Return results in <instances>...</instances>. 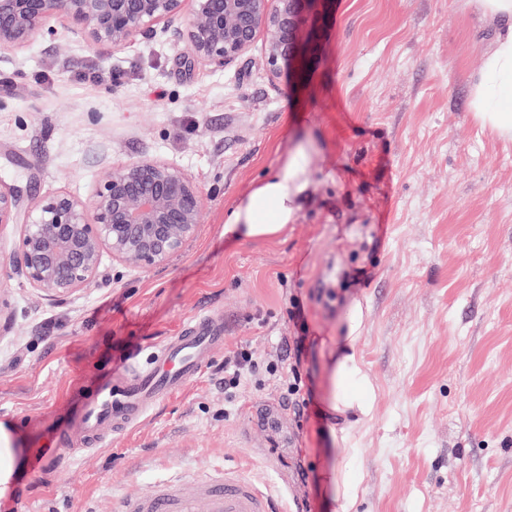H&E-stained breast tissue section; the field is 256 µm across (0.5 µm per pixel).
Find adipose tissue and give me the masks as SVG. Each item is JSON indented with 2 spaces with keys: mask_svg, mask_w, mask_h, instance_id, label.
Segmentation results:
<instances>
[{
  "mask_svg": "<svg viewBox=\"0 0 512 512\" xmlns=\"http://www.w3.org/2000/svg\"><path fill=\"white\" fill-rule=\"evenodd\" d=\"M468 5L499 25L471 81L468 108L481 127L512 140V0H468ZM310 163L305 144L295 143L284 161L232 208L224 225L225 237H279L302 208L310 186ZM344 322V335L321 339L320 364L326 381L323 402L331 418L325 435L330 460L325 484L333 499L345 507L355 501L358 486L352 434L371 415L377 394L359 350L365 324L361 302L348 305Z\"/></svg>",
  "mask_w": 512,
  "mask_h": 512,
  "instance_id": "adipose-tissue-1",
  "label": "adipose tissue"
}]
</instances>
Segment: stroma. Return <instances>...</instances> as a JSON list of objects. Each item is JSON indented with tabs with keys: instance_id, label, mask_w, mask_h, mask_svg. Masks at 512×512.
Here are the masks:
<instances>
[{
	"instance_id": "1",
	"label": "stroma",
	"mask_w": 512,
	"mask_h": 512,
	"mask_svg": "<svg viewBox=\"0 0 512 512\" xmlns=\"http://www.w3.org/2000/svg\"><path fill=\"white\" fill-rule=\"evenodd\" d=\"M496 29L466 0H336L313 66L275 81L260 36L221 68L171 34L112 51L38 40L0 61L1 179L85 198L104 167L148 156L204 192L180 257L142 272L103 255L62 299L15 273L18 228L0 226V418L26 458L0 512H119L155 483L224 470L274 512L296 497L334 512L314 339L341 335L355 298L377 401L353 434L350 512H512V141L468 111ZM297 136L311 167L295 224L226 242L230 210ZM206 309L224 313V349L203 373L58 465L52 434L78 396ZM243 350L270 369L225 389Z\"/></svg>"
}]
</instances>
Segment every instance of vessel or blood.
<instances>
[{
    "label": "vessel or blood",
    "mask_w": 512,
    "mask_h": 512,
    "mask_svg": "<svg viewBox=\"0 0 512 512\" xmlns=\"http://www.w3.org/2000/svg\"><path fill=\"white\" fill-rule=\"evenodd\" d=\"M224 347V317L205 310L147 355L120 360L54 433L59 455L72 459L135 428L154 407L183 390ZM120 512H273L269 495L234 472L158 483L123 497Z\"/></svg>",
    "instance_id": "1"
}]
</instances>
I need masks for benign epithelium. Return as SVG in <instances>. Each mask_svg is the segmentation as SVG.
Returning <instances> with one entry per match:
<instances>
[{"mask_svg":"<svg viewBox=\"0 0 512 512\" xmlns=\"http://www.w3.org/2000/svg\"><path fill=\"white\" fill-rule=\"evenodd\" d=\"M334 0H0V58L37 38L57 43L63 15L72 40L123 48L176 22L197 64L222 66L265 37L268 77L302 69L314 54ZM204 195L184 169L152 157L108 166L91 195L36 196L0 180V225L15 224L17 272L33 288L64 298L88 287L102 256L147 271L180 256L203 220Z\"/></svg>","mask_w":512,"mask_h":512,"instance_id":"7a95c632","label":"benign epithelium"}]
</instances>
